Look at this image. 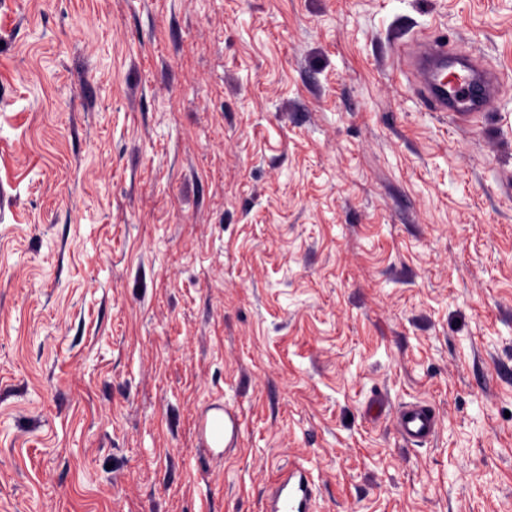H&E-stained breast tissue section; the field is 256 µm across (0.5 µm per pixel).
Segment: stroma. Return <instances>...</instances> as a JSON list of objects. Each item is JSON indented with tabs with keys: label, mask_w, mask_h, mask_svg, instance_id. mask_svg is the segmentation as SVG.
I'll use <instances>...</instances> for the list:
<instances>
[{
	"label": "stroma",
	"mask_w": 512,
	"mask_h": 512,
	"mask_svg": "<svg viewBox=\"0 0 512 512\" xmlns=\"http://www.w3.org/2000/svg\"><path fill=\"white\" fill-rule=\"evenodd\" d=\"M0 186V512H512V0H0ZM406 53L421 71L422 80L417 86L422 100L437 112L475 115L486 112L494 104L502 82L500 74L458 44L448 48L445 41L429 37L410 42ZM450 68L454 79L439 77ZM207 438L216 447L224 446L227 455L233 454L240 445V424L234 408L221 405L209 410L204 418ZM396 425L405 441L419 445L434 438L438 419L430 405L411 404L398 410ZM312 483L306 470L285 469L265 499L264 512H312Z\"/></svg>",
	"instance_id": "1"
}]
</instances>
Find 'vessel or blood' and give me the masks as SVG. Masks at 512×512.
<instances>
[{
    "label": "vessel or blood",
    "mask_w": 512,
    "mask_h": 512,
    "mask_svg": "<svg viewBox=\"0 0 512 512\" xmlns=\"http://www.w3.org/2000/svg\"><path fill=\"white\" fill-rule=\"evenodd\" d=\"M406 53L422 78L418 89L424 103L439 112L475 115L487 111L495 102L502 82L500 74L461 46H448L434 37L410 42ZM400 436L423 444L437 433L438 419L431 406L411 404L396 414ZM204 429L212 445L233 454L240 445V424L234 408H211L204 418ZM312 483L306 470L290 465L265 499L263 512H312Z\"/></svg>",
    "instance_id": "b4317fda"
}]
</instances>
